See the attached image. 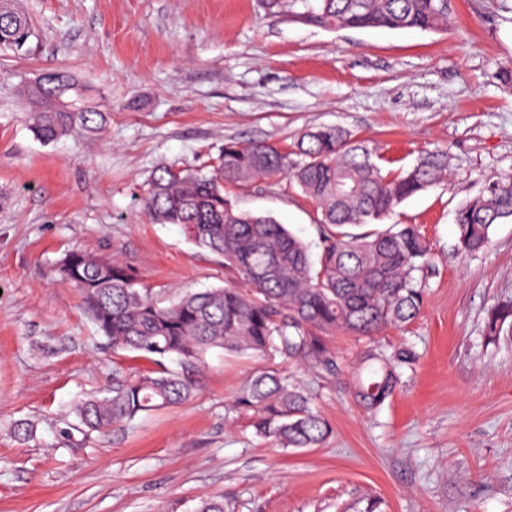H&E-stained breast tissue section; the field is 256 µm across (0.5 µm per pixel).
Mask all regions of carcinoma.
Instances as JSON below:
<instances>
[{
  "label": "carcinoma",
  "mask_w": 512,
  "mask_h": 512,
  "mask_svg": "<svg viewBox=\"0 0 512 512\" xmlns=\"http://www.w3.org/2000/svg\"><path fill=\"white\" fill-rule=\"evenodd\" d=\"M264 12L329 31L383 28L448 30L451 0H261ZM34 29L12 0H0V49L31 52ZM87 88L62 67L23 84L20 95L30 130L43 143L74 133L94 134L107 113ZM378 148L343 127L305 131L290 154L272 143L229 142L208 173L165 165L157 169L144 209L157 224H177L194 246L224 259L236 281L185 290L160 300L138 272L112 256L72 250L57 262L60 278L80 291L86 315L114 351L151 362L157 369L112 385L75 408L87 433L126 425L141 413L190 401L196 386L165 361L199 368L208 352L277 357L334 374L336 356L326 337L336 330L371 337L416 320L425 300L424 271L430 244L416 224H391L360 233L352 227L386 219L406 199L437 184L447 173L448 152H429L398 173L384 171ZM292 178L320 210L318 259L311 246L273 217L241 211L224 194L227 185L257 178ZM512 222V175L489 181L456 211L458 248L476 254L491 243L493 226ZM512 335V300L487 314L491 341ZM416 354L369 349L360 357L353 394L376 410L401 383V369ZM241 404L253 411L255 434L282 448H315L333 433L311 406L310 396L274 371L248 379Z\"/></svg>",
  "instance_id": "carcinoma-1"
}]
</instances>
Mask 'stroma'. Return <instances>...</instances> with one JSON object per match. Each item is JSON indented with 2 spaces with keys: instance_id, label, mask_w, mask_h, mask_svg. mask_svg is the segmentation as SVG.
Returning <instances> with one entry per match:
<instances>
[{
  "instance_id": "35a3bbf8",
  "label": "stroma",
  "mask_w": 512,
  "mask_h": 512,
  "mask_svg": "<svg viewBox=\"0 0 512 512\" xmlns=\"http://www.w3.org/2000/svg\"><path fill=\"white\" fill-rule=\"evenodd\" d=\"M33 52H0V512H512V336L486 343L485 316L512 298V222L467 256L456 209L512 173V0H453L447 31H328L266 15L259 0H16ZM63 66L92 87L102 133L45 145L19 87ZM338 125L378 146L385 169L448 153V178L401 203L390 223L419 225L433 252L410 324L373 339L328 337L342 371L211 351L187 404L104 433L78 429L73 405L148 369L113 352L54 271L70 250L112 255L166 296L224 286L222 260L142 199L163 164L210 169L225 143L293 150ZM225 193L305 242L320 213L289 178ZM417 359L376 411L351 395L368 346ZM261 369L290 376L334 428L316 448L255 435L236 400ZM32 424L29 439L15 422Z\"/></svg>"
}]
</instances>
